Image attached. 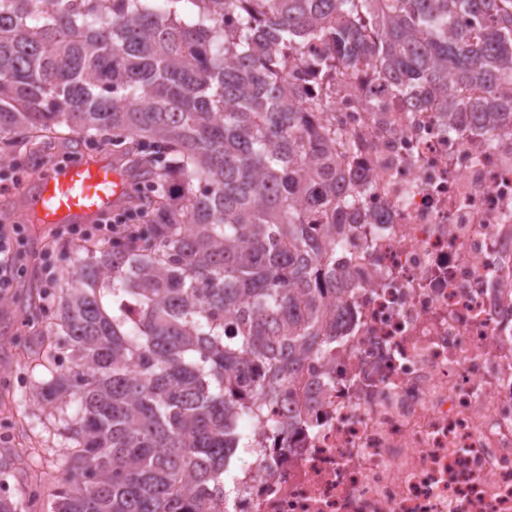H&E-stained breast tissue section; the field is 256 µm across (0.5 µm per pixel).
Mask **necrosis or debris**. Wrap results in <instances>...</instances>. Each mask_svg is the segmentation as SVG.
Masks as SVG:
<instances>
[{"label":"necrosis or debris","instance_id":"4bbe7bcc","mask_svg":"<svg viewBox=\"0 0 512 512\" xmlns=\"http://www.w3.org/2000/svg\"><path fill=\"white\" fill-rule=\"evenodd\" d=\"M323 121L364 188L336 317L242 421L219 512H512V118L340 66Z\"/></svg>","mask_w":512,"mask_h":512}]
</instances>
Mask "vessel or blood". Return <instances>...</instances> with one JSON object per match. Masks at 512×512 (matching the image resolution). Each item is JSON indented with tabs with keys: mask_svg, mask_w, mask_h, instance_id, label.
I'll use <instances>...</instances> for the list:
<instances>
[{
	"mask_svg": "<svg viewBox=\"0 0 512 512\" xmlns=\"http://www.w3.org/2000/svg\"><path fill=\"white\" fill-rule=\"evenodd\" d=\"M130 185L129 172L106 151L63 163L50 159L22 189V206L9 214L51 227L98 224L126 206Z\"/></svg>",
	"mask_w": 512,
	"mask_h": 512,
	"instance_id": "vessel-or-blood-1",
	"label": "vessel or blood"
}]
</instances>
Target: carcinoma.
I'll return each instance as SVG.
<instances>
[{"instance_id": "cac0c4a2", "label": "carcinoma", "mask_w": 512, "mask_h": 512, "mask_svg": "<svg viewBox=\"0 0 512 512\" xmlns=\"http://www.w3.org/2000/svg\"><path fill=\"white\" fill-rule=\"evenodd\" d=\"M338 61L493 120L512 101V0H0V143L117 145L150 186L126 207L147 214L136 236L28 292L29 393L71 448L54 512H212L239 421L320 350L312 275L336 263L347 197L326 92L288 75L329 85ZM19 458L0 452V512H18Z\"/></svg>"}]
</instances>
